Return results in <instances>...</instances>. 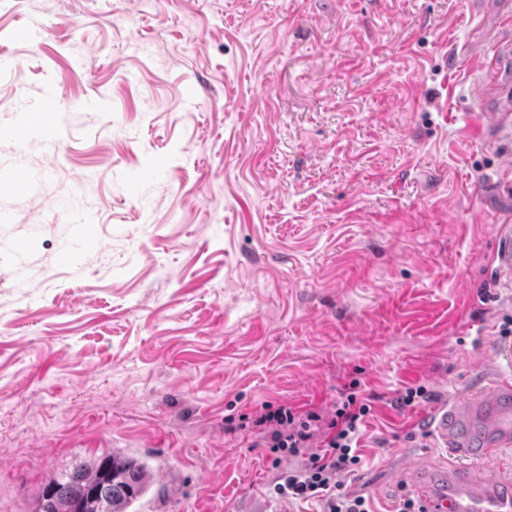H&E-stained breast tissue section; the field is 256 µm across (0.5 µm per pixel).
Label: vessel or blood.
I'll return each instance as SVG.
<instances>
[{
  "instance_id": "vessel-or-blood-1",
  "label": "vessel or blood",
  "mask_w": 512,
  "mask_h": 512,
  "mask_svg": "<svg viewBox=\"0 0 512 512\" xmlns=\"http://www.w3.org/2000/svg\"><path fill=\"white\" fill-rule=\"evenodd\" d=\"M96 218L88 212L75 213L65 253L78 263L87 252ZM499 240L492 265L503 282L512 281V225L495 229ZM440 439L458 460L452 472L442 473L422 466L425 491L420 496L421 512H512V464L497 484L478 488L475 471L488 462H501L512 449V376L470 393L440 409L434 418Z\"/></svg>"
}]
</instances>
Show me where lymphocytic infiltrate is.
<instances>
[{
	"instance_id": "1",
	"label": "lymphocytic infiltrate",
	"mask_w": 512,
	"mask_h": 512,
	"mask_svg": "<svg viewBox=\"0 0 512 512\" xmlns=\"http://www.w3.org/2000/svg\"><path fill=\"white\" fill-rule=\"evenodd\" d=\"M370 410V405L353 393L328 419L314 412L299 414L283 404L264 405L256 423L266 429V461L279 472L270 487L271 496L318 502L323 512H372L369 497L348 491L344 483L360 462V427ZM287 455L300 458L301 463L283 473L279 466Z\"/></svg>"
}]
</instances>
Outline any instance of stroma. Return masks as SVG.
I'll return each mask as SVG.
<instances>
[{
    "instance_id": "stroma-1",
    "label": "stroma",
    "mask_w": 512,
    "mask_h": 512,
    "mask_svg": "<svg viewBox=\"0 0 512 512\" xmlns=\"http://www.w3.org/2000/svg\"><path fill=\"white\" fill-rule=\"evenodd\" d=\"M506 0H0V512L58 473L148 463L131 512H316L267 488L263 404L371 412L347 487L393 512L415 467L456 464L429 419L512 373V138L477 49ZM46 137L21 114L52 85ZM97 247L66 262L71 214ZM434 399L399 408L409 387ZM499 245L492 256V265L500 280L508 286L512 281V225L500 224L495 228Z\"/></svg>"
}]
</instances>
